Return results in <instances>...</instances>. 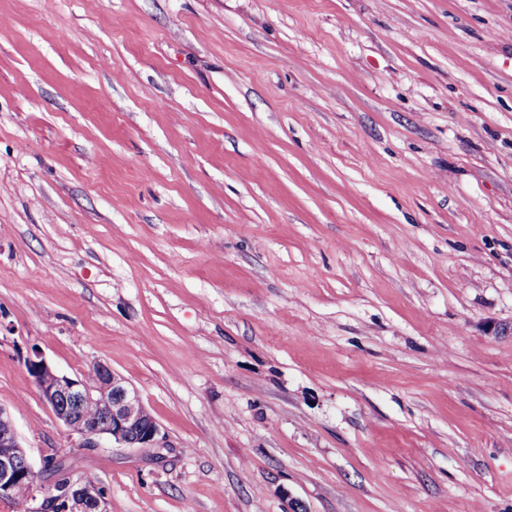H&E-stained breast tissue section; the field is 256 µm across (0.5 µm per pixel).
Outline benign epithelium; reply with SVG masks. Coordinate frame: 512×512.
Masks as SVG:
<instances>
[{
	"label": "benign epithelium",
	"mask_w": 512,
	"mask_h": 512,
	"mask_svg": "<svg viewBox=\"0 0 512 512\" xmlns=\"http://www.w3.org/2000/svg\"><path fill=\"white\" fill-rule=\"evenodd\" d=\"M41 401L64 426L83 439V447L104 443L120 447L153 448L159 426L137 389L102 363L94 366V379L58 373L39 352L26 362ZM94 403L99 411L88 414ZM33 489L31 512H103L102 496L91 482L63 477L50 489L37 486L35 472L21 445L9 414L0 408V500L12 496L20 484Z\"/></svg>",
	"instance_id": "obj_1"
}]
</instances>
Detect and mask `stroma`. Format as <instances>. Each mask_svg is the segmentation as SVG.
<instances>
[{
	"label": "stroma",
	"instance_id": "35a3bbf8",
	"mask_svg": "<svg viewBox=\"0 0 512 512\" xmlns=\"http://www.w3.org/2000/svg\"><path fill=\"white\" fill-rule=\"evenodd\" d=\"M0 407L105 512H512V0H0ZM26 367L41 401L64 426L83 439V447L101 448L102 443L119 447L153 448L159 426L150 415L137 389L102 363L94 366V379L69 377L34 351ZM99 411L89 415L86 404Z\"/></svg>",
	"mask_w": 512,
	"mask_h": 512
}]
</instances>
